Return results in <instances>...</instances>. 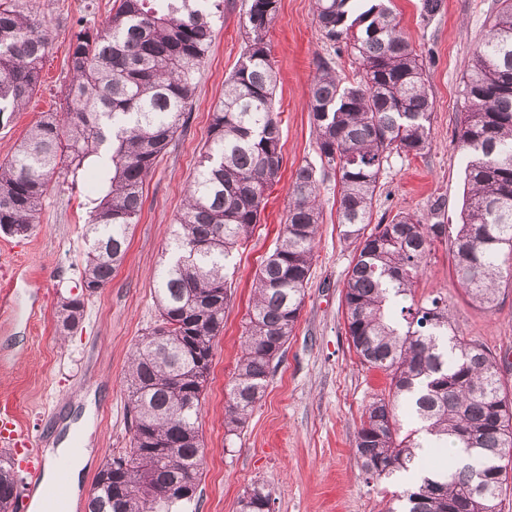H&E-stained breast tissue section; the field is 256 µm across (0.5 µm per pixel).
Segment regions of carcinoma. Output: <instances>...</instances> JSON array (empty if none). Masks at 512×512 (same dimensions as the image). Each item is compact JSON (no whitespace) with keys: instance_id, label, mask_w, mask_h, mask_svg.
<instances>
[{"instance_id":"obj_1","label":"carcinoma","mask_w":512,"mask_h":512,"mask_svg":"<svg viewBox=\"0 0 512 512\" xmlns=\"http://www.w3.org/2000/svg\"><path fill=\"white\" fill-rule=\"evenodd\" d=\"M278 0H250L241 21L244 49L215 104L210 136L183 208L172 258L159 274L158 323L131 355L129 447L98 471L87 512H186L195 497L204 445L198 419L214 339L231 300L234 251L259 223L266 191L282 164L276 75L266 37ZM322 36L352 57L359 80L344 83L318 60L309 112L320 166L297 168L279 241L256 272L242 355L227 388L224 425L243 427L261 400L272 362L298 321L323 220L318 176L336 180L338 223L355 244L344 291L346 332L362 363L389 379L387 393L365 407L353 458L367 480L415 467L418 449L452 444L470 462L435 471L393 495L389 512H497L509 472L512 401L504 396L500 359L452 328L440 296L390 314L411 292L437 243L448 244L464 293L487 312L512 282V0L489 16L463 80L456 136L467 158L460 223L444 224L442 204L424 219L399 211L371 224L387 153L420 156L431 148L433 99L423 56L388 0H314ZM223 0H117L101 29L70 34L69 81L61 110L44 112L11 159L0 163V232L28 236L57 174L105 158L112 176L93 201L85 227L83 294L58 305L65 335L85 320V296L105 288L129 248L147 178L183 126L215 38ZM52 31L32 0H0V126H8L41 84ZM421 422L405 430L400 409ZM17 479L0 464V512H15ZM255 484L239 512H273Z\"/></svg>"}]
</instances>
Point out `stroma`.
I'll use <instances>...</instances> for the list:
<instances>
[{
  "instance_id": "1",
  "label": "stroma",
  "mask_w": 512,
  "mask_h": 512,
  "mask_svg": "<svg viewBox=\"0 0 512 512\" xmlns=\"http://www.w3.org/2000/svg\"><path fill=\"white\" fill-rule=\"evenodd\" d=\"M53 33L41 85L25 111L0 127V162L10 159L40 114L59 107L67 80L69 37L77 23L99 28L115 0H36ZM423 0H393L400 23L426 61L434 101L432 146L425 155L390 153L373 204L374 218L405 211L426 216L442 203L455 224L463 202L465 157L455 145L462 78L475 43L487 31L497 0H443L429 16ZM248 0H229L222 25L184 114L185 123L143 190L144 204L129 231V249L111 282L86 301L85 320L67 339L56 334L61 298L80 294L84 224L109 169L90 159L76 185L54 179L29 236L0 233V417L13 416L37 436L40 448L65 438L69 421L89 416L92 452L73 492L83 504L95 476L114 452L128 446V359L157 320L154 291L168 259L172 224L181 210L199 156L209 139L213 108L243 50L239 23ZM268 39L277 73L274 109L281 119L282 165L248 240L238 248L224 328L214 353L199 417L205 454L197 495L199 512H238V500L256 483L272 492L273 512H387L393 492L413 487L417 475L365 481L351 454L366 405L381 395L385 374L360 363L346 333L342 297L354 246L337 222L336 182L320 184L323 222L316 237L302 310L267 390L241 432L224 427L226 387L247 320L250 287L276 243L296 169L317 163L308 87L319 58L334 56L337 75L353 80L348 54H334L314 19L313 0H279ZM441 296L458 334L504 358L501 380L512 395V283L493 312L475 306L451 270L447 244H436L412 297L402 305Z\"/></svg>"
}]
</instances>
